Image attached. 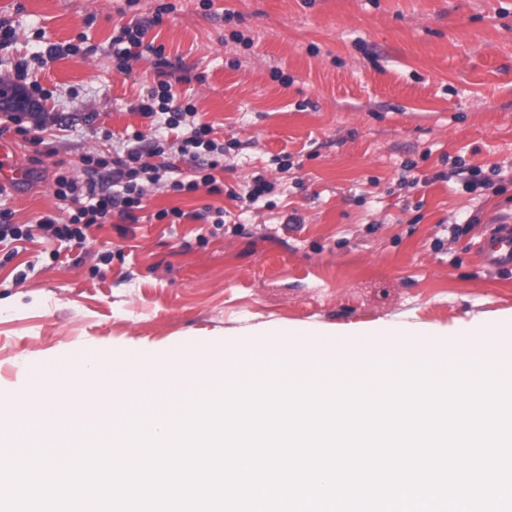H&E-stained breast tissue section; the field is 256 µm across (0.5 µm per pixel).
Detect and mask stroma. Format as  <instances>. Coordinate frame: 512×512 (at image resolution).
I'll return each mask as SVG.
<instances>
[{"mask_svg":"<svg viewBox=\"0 0 512 512\" xmlns=\"http://www.w3.org/2000/svg\"><path fill=\"white\" fill-rule=\"evenodd\" d=\"M165 3L174 9L146 41L218 139L242 144L221 182L260 175L277 188L251 211L161 189L138 222L111 213L84 246L39 234L0 243V391L23 388L33 366L66 398L91 348L108 370L131 347L512 312V270L481 262L478 231L432 246L445 225L512 214L510 181L476 200L434 178L444 154L484 168L512 160V0H0L17 29L0 47V83L14 85L33 50L73 48L29 73L57 128L37 141L0 110V138L32 172L0 194L11 223L67 221L56 175L83 177L85 156L109 147L103 131H149L137 106L157 85L154 58L120 72L110 41ZM408 162L422 185L399 187ZM210 207L223 208V228ZM292 214L299 228L286 227Z\"/></svg>","mask_w":512,"mask_h":512,"instance_id":"stroma-1","label":"stroma"}]
</instances>
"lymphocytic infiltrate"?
<instances>
[{
	"label": "lymphocytic infiltrate",
	"mask_w": 512,
	"mask_h": 512,
	"mask_svg": "<svg viewBox=\"0 0 512 512\" xmlns=\"http://www.w3.org/2000/svg\"><path fill=\"white\" fill-rule=\"evenodd\" d=\"M152 53L158 76L157 87L150 98L139 104L138 111L145 118L162 120L168 132L174 133L178 139L179 156L194 163L202 172L197 181L171 180L170 190L180 193L203 188L211 195H227L245 207L255 206L274 190V183L258 177L240 189L220 184L215 173L224 167L226 147L212 139V125L200 122L194 105L178 103L171 82L164 78L169 62L163 47L153 48ZM164 154L165 147L161 141L146 140L142 132L135 131L126 135L121 152L116 157L109 158L101 154L87 157L88 169L84 178L60 175L55 179L57 195L70 197L77 205L69 223L58 225L47 217L40 220V229L51 232L58 239L81 246L87 240L88 229L101 224L111 212H119L123 219L134 220L136 211L143 209L149 190L160 185L164 174L174 169L173 164L165 160ZM107 167L112 170V187L108 190L94 175L95 169ZM509 176H512V169L508 166L496 163L485 171L467 165L459 156L454 158L450 171L436 174L440 180L455 178L463 191L470 194L486 190L501 193V181Z\"/></svg>",
	"instance_id": "1"
}]
</instances>
